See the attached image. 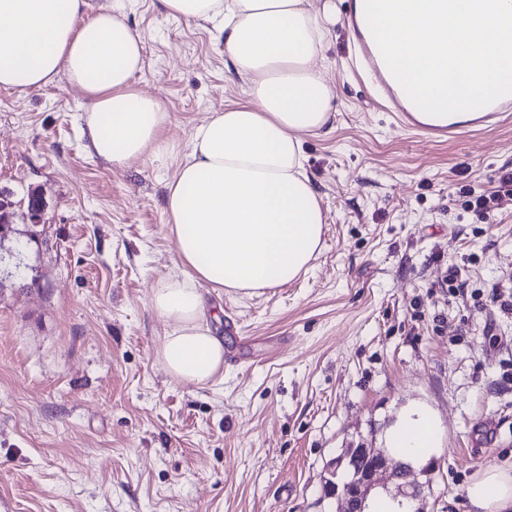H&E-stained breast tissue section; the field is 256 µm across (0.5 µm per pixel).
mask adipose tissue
Wrapping results in <instances>:
<instances>
[{"label":"adipose tissue","instance_id":"obj_1","mask_svg":"<svg viewBox=\"0 0 512 512\" xmlns=\"http://www.w3.org/2000/svg\"><path fill=\"white\" fill-rule=\"evenodd\" d=\"M85 0H0V88L27 91L66 78L84 94L93 155L116 167L164 162L169 114L134 77L143 48L122 7L84 18ZM168 18L209 23L245 86L244 101L196 125L166 185L165 219L181 264L150 308L168 331L159 357L175 379L204 385L224 371V341L208 324L203 285L251 296L307 272L321 250V196L306 170L304 136L330 127L334 92L316 61L336 22L334 0H158ZM439 429L406 413L389 445L416 456ZM480 512H512V470L492 467L467 487Z\"/></svg>","mask_w":512,"mask_h":512}]
</instances>
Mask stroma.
<instances>
[{
	"instance_id": "1",
	"label": "stroma",
	"mask_w": 512,
	"mask_h": 512,
	"mask_svg": "<svg viewBox=\"0 0 512 512\" xmlns=\"http://www.w3.org/2000/svg\"><path fill=\"white\" fill-rule=\"evenodd\" d=\"M319 68L331 130L305 138L324 213L322 250L296 280L253 296L210 291L224 373L172 379L150 309L180 272L163 212L178 162L115 168L83 134L60 79L0 91V512H328L325 468L382 448L407 410L440 429L428 512H478L466 486L512 463V198L480 215L461 186L512 170V123L445 141L407 128L373 93L335 0ZM123 6L143 44L137 86L195 124L244 97L211 26ZM44 223L28 216L31 191Z\"/></svg>"
}]
</instances>
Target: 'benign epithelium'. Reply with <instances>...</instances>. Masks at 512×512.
<instances>
[{
    "label": "benign epithelium",
    "mask_w": 512,
    "mask_h": 512,
    "mask_svg": "<svg viewBox=\"0 0 512 512\" xmlns=\"http://www.w3.org/2000/svg\"><path fill=\"white\" fill-rule=\"evenodd\" d=\"M355 451L370 461V464L364 467H351L345 487L341 488L332 483L327 486V496L343 502L344 512H372L373 503L380 489L398 507L408 508L410 512H426V499L431 492L432 481L419 482L410 479V463L395 462L389 454L375 448L343 449L328 462V473L343 470Z\"/></svg>",
    "instance_id": "benign-epithelium-1"
}]
</instances>
